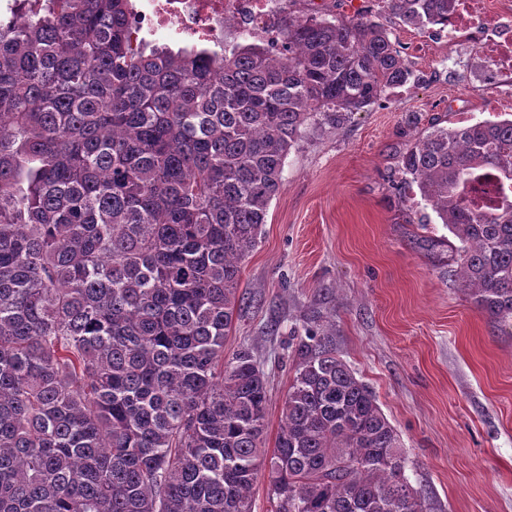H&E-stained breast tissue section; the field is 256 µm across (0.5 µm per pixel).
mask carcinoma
I'll use <instances>...</instances> for the list:
<instances>
[{
	"mask_svg": "<svg viewBox=\"0 0 512 512\" xmlns=\"http://www.w3.org/2000/svg\"><path fill=\"white\" fill-rule=\"evenodd\" d=\"M456 0H381L420 31ZM0 15V512H427L396 428L323 332L296 337L275 448L252 351L224 362L240 264L308 126L412 76L371 16H296L282 48L132 39L131 0ZM459 240L462 286L512 325V119L399 156ZM503 190L500 189L495 176H483L477 180L471 190V200L475 206L483 209L493 208L501 199Z\"/></svg>",
	"mask_w": 512,
	"mask_h": 512,
	"instance_id": "1",
	"label": "carcinoma"
}]
</instances>
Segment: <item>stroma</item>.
<instances>
[{"mask_svg":"<svg viewBox=\"0 0 512 512\" xmlns=\"http://www.w3.org/2000/svg\"><path fill=\"white\" fill-rule=\"evenodd\" d=\"M371 0H288L277 16L333 19ZM410 83L341 124L310 129L285 160L283 188L241 265L243 297L224 357L249 348L268 380L265 437L274 448L293 377L292 339L332 333L375 393L406 451L429 512H512V328L478 309L423 246L450 233L398 158L432 118L498 121L471 43L447 44L389 14Z\"/></svg>","mask_w":512,"mask_h":512,"instance_id":"1","label":"stroma"}]
</instances>
